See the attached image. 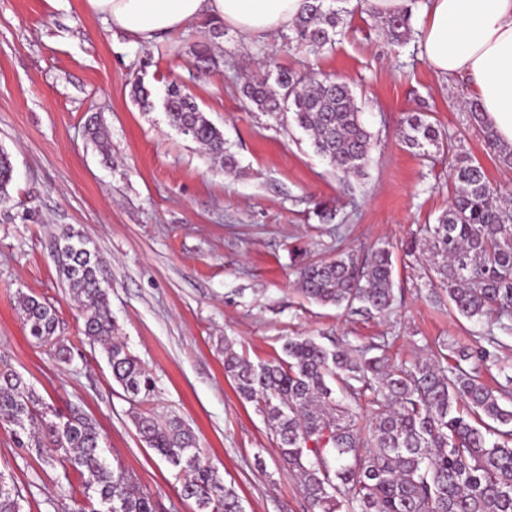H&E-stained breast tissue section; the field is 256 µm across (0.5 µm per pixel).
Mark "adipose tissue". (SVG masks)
<instances>
[{
  "instance_id": "ef3b65f1",
  "label": "adipose tissue",
  "mask_w": 512,
  "mask_h": 512,
  "mask_svg": "<svg viewBox=\"0 0 512 512\" xmlns=\"http://www.w3.org/2000/svg\"><path fill=\"white\" fill-rule=\"evenodd\" d=\"M304 0H86L141 43L206 16L243 39L292 25ZM422 54L433 70L463 80L501 143L512 146V0H428Z\"/></svg>"
}]
</instances>
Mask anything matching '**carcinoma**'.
<instances>
[{"mask_svg": "<svg viewBox=\"0 0 512 512\" xmlns=\"http://www.w3.org/2000/svg\"><path fill=\"white\" fill-rule=\"evenodd\" d=\"M326 0H306L285 36L318 54L343 36L339 12ZM411 8L382 18L393 44L411 36ZM244 95L260 112L277 119L292 114L316 152L340 180L359 176L369 162L372 133L362 121L352 88L336 77L313 79L276 67L274 83L256 76ZM169 124L189 136L232 172L238 160L224 133L177 84L162 99ZM470 124L481 130L499 164L512 169V146L498 144L480 112L467 102ZM408 147L448 153L454 191L448 209L412 237L404 254L423 261L432 288L467 319L494 315L512 330V197L489 181L484 167L455 152L451 139L423 113L403 120ZM13 165L0 151V206L12 201ZM58 263L80 307L84 336L101 342L112 378L137 403L153 398L155 381L116 336L102 264L89 240L64 227L58 235ZM299 290L320 305L344 307L361 315L384 316L396 301L393 251L378 248L361 257L339 252L326 261L296 267ZM25 329L40 345L68 361L71 349L57 336L55 308L32 295L19 300ZM224 370L239 395L255 403L275 432L283 463L300 476L312 512H512V378L495 392L461 365L452 374L439 364L410 369L391 366L384 356L347 343L325 346L310 336L287 339L282 356L254 364L224 347ZM357 399L371 390L370 423L365 430L336 398V388ZM137 430L163 461L176 470L181 493L199 512H243L238 495L200 455L193 430L178 417L135 416ZM11 428L17 446L35 450L45 467L70 468L82 478L90 508L83 512H156L152 497L114 468L96 423L73 408L50 409L22 376L0 364V427ZM21 490L0 474V512H20Z\"/></svg>", "mask_w": 512, "mask_h": 512, "instance_id": "obj_1", "label": "carcinoma"}]
</instances>
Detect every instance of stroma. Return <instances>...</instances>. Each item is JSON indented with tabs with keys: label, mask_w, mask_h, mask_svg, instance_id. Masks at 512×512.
<instances>
[{
	"label": "stroma",
	"mask_w": 512,
	"mask_h": 512,
	"mask_svg": "<svg viewBox=\"0 0 512 512\" xmlns=\"http://www.w3.org/2000/svg\"><path fill=\"white\" fill-rule=\"evenodd\" d=\"M345 38L312 55L280 34L244 40L231 28L212 37L207 18L148 45L91 13L85 0H0V149L14 168L12 201L0 208V360L46 404L79 408L96 421L112 466L130 472L157 512H198L173 469L141 441L135 410L113 381L100 345L87 340L77 303L59 273L61 227L81 232L102 260L112 316L129 351L151 373L149 411L178 416L201 456L217 469L245 512H311L298 477L253 403L224 373V349L251 362L276 358L282 343L312 336L355 348L384 346L392 364L413 365L459 349L490 348L477 363L497 387L512 374V332L489 331L431 297L402 246L447 208L445 154L423 155L400 136L410 112L426 113L459 153L480 162L492 184L512 192L481 132L468 121L464 83L438 76L417 39L395 47L363 0H340ZM215 59L198 71L194 51ZM277 66L346 79L375 136L361 176L339 180L292 121L257 111L242 96L240 69L262 75V52ZM142 82L154 99L169 84L194 97L224 133L239 165L225 173L171 127L162 108L132 97ZM98 116L106 147L89 140ZM336 211L321 223L317 203ZM391 248L396 257L391 313L366 318L317 304L295 285L294 253L319 261L337 250ZM57 310V334L72 349L58 361L23 326L20 295ZM0 471L24 495L23 512H81L79 475L42 470L36 455L0 428Z\"/></svg>",
	"instance_id": "obj_1"
}]
</instances>
